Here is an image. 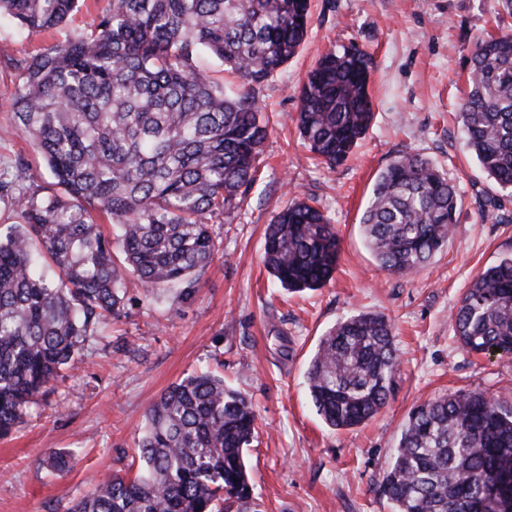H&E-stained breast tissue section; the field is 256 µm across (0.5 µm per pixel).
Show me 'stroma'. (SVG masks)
I'll use <instances>...</instances> for the list:
<instances>
[{"instance_id": "obj_1", "label": "stroma", "mask_w": 512, "mask_h": 512, "mask_svg": "<svg viewBox=\"0 0 512 512\" xmlns=\"http://www.w3.org/2000/svg\"><path fill=\"white\" fill-rule=\"evenodd\" d=\"M297 55L257 98L270 120L256 180L231 217L214 222L218 251L189 302L176 292L133 303L91 337L40 395L27 423L0 437V512H70L111 474H126L152 401L199 371L244 392L259 434L245 451L255 512H395L380 486L410 408L455 391L512 407V358L476 357L457 341L451 314L471 281L512 255V193L498 188L464 146L457 113L477 39L497 34L498 0H310ZM112 0H82L64 26L32 34L0 18V172L29 168L31 188L53 178L12 130L16 77L9 62L83 32ZM358 45L374 58L371 127L344 162L313 160L292 117L308 71L329 49ZM427 158L460 189L448 244L416 273L381 270L360 227L374 180L397 154ZM315 202L340 237L334 278L291 293L262 263L264 234L289 198ZM392 318L401 364L387 405L350 430L326 425L305 371L318 340L356 312ZM71 454L49 473L52 452Z\"/></svg>"}]
</instances>
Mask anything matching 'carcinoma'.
I'll use <instances>...</instances> for the list:
<instances>
[{
	"label": "carcinoma",
	"instance_id": "1",
	"mask_svg": "<svg viewBox=\"0 0 512 512\" xmlns=\"http://www.w3.org/2000/svg\"><path fill=\"white\" fill-rule=\"evenodd\" d=\"M79 0H0L38 32L66 22ZM308 0H112L85 33L11 62L13 130L28 137L54 179L50 192L19 186L28 163L0 173L13 223L0 231V436L23 425L44 388L88 337L127 306V281L144 298L174 288L195 296L216 253L210 222L239 208L251 187L269 120L257 89L308 34ZM236 73L226 93L210 65ZM373 60L342 47L319 59L293 120L326 165L368 131ZM467 146L487 176L512 190V27L476 41L459 108ZM456 186L429 160L401 153L378 174L361 218L385 271L408 276L448 242ZM115 226L100 231V218ZM334 225L291 199L265 232L263 265L302 292L333 279ZM56 267L57 276L47 269ZM461 346L512 357V257L486 268L451 315ZM401 363L394 326L360 311L320 339L306 370L313 406L335 429L387 404ZM257 437L247 398L208 371L165 390L147 409L141 467L114 474L71 512H227L251 498L243 450ZM512 476V408L457 391L413 406L387 472L396 512H499L487 489Z\"/></svg>",
	"mask_w": 512,
	"mask_h": 512
}]
</instances>
